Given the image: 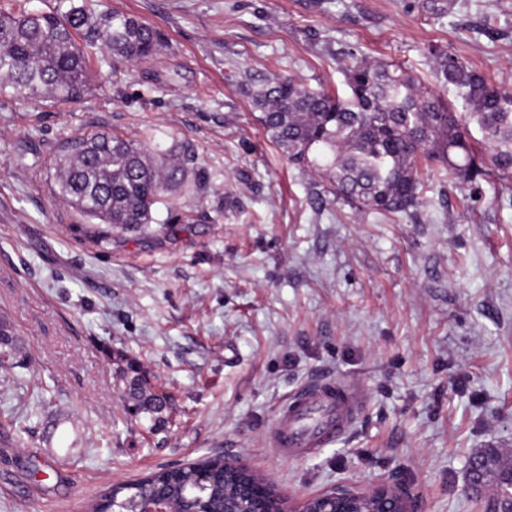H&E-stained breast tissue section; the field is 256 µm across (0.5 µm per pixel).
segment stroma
<instances>
[{
  "instance_id": "35a3bbf8",
  "label": "stroma",
  "mask_w": 512,
  "mask_h": 512,
  "mask_svg": "<svg viewBox=\"0 0 512 512\" xmlns=\"http://www.w3.org/2000/svg\"><path fill=\"white\" fill-rule=\"evenodd\" d=\"M162 42L104 54L79 102L0 94V512H85L107 485L239 459L303 499L379 480L413 512H480V450H512V191L426 180L406 214L358 211L266 138L241 80L345 92L349 52L432 80L439 45L512 91V0H100ZM108 131L184 184L136 231L95 237L58 195L69 137ZM115 349L169 395L133 416ZM360 384L351 433L304 459L266 437L299 386Z\"/></svg>"
}]
</instances>
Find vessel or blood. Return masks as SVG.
Returning <instances> with one entry per match:
<instances>
[{
    "mask_svg": "<svg viewBox=\"0 0 512 512\" xmlns=\"http://www.w3.org/2000/svg\"><path fill=\"white\" fill-rule=\"evenodd\" d=\"M365 403L357 384L326 381L304 386L282 406L268 443L286 458L317 453L350 434Z\"/></svg>",
    "mask_w": 512,
    "mask_h": 512,
    "instance_id": "vessel-or-blood-1",
    "label": "vessel or blood"
}]
</instances>
